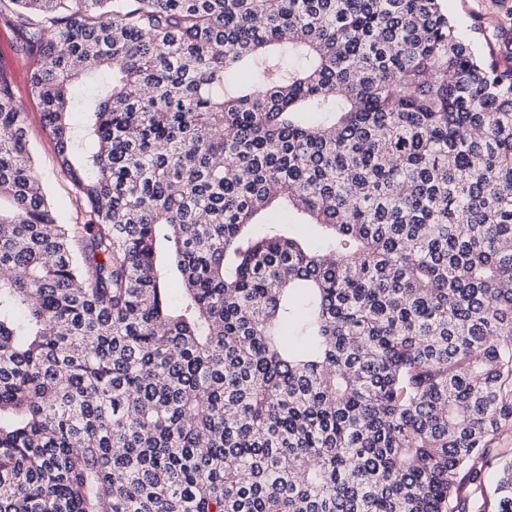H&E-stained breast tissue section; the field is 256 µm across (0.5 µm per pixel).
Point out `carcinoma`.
<instances>
[{
    "mask_svg": "<svg viewBox=\"0 0 512 512\" xmlns=\"http://www.w3.org/2000/svg\"><path fill=\"white\" fill-rule=\"evenodd\" d=\"M442 2L0 0L73 204L0 74V512H469L512 456V5ZM278 204L321 245L250 233ZM496 0H446L448 15L456 22L460 32L474 35L473 27L488 26L498 13Z\"/></svg>",
    "mask_w": 512,
    "mask_h": 512,
    "instance_id": "obj_1",
    "label": "carcinoma"
}]
</instances>
